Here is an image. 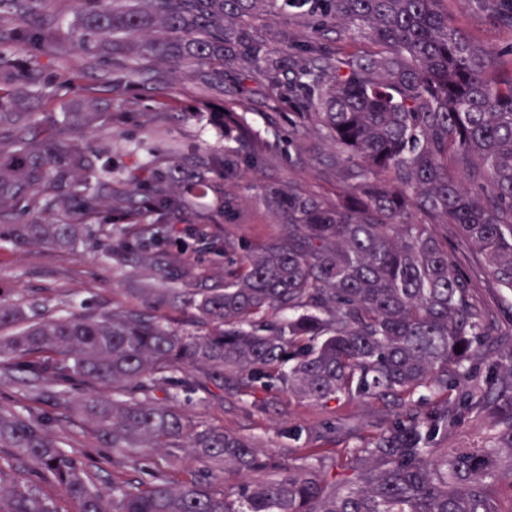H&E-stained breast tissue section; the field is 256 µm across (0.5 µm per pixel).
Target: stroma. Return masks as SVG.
Segmentation results:
<instances>
[{
	"label": "stroma",
	"instance_id": "stroma-1",
	"mask_svg": "<svg viewBox=\"0 0 512 512\" xmlns=\"http://www.w3.org/2000/svg\"><path fill=\"white\" fill-rule=\"evenodd\" d=\"M448 15L473 42L502 51V64L512 68V55L506 52L512 46V11L506 9L491 18L478 7L476 0H448ZM149 67L156 79L168 87L171 99L161 100L142 81L129 80L120 110L112 115V128L91 136L90 147L111 157L114 168L119 169L129 162L121 146L132 141L139 144L143 156L156 160L166 169L176 164L192 165L206 157L211 147L223 145L226 83L203 84L194 74L172 72L161 61L150 62ZM69 68L92 88L93 97L67 94L52 84L39 106L40 111L59 115L91 111L95 95L106 89L111 77L109 68L76 44L70 47ZM161 108L168 113L167 131L156 135L144 129L141 120L143 113ZM240 108L268 143V161L264 167L249 173L246 180L224 185L226 195L233 198L237 210L244 214V221L218 216L211 223L202 224L196 216L177 215L168 240V250L175 262L166 274L134 249L122 262L106 265L101 260V247L89 241L65 250L47 246L19 250L6 245L0 247V295L13 299L40 295L61 298L73 312L103 308L136 312L145 307L139 288L142 282L149 281L164 291L157 312L165 322L179 330L195 329L197 313L187 306V297L224 285L227 261L223 254L213 251L212 239L230 235L252 250L271 241L280 230L277 217L259 207L258 188L291 184L319 190L326 186L321 159L331 153L330 145L318 142L311 151L291 152L287 106L273 110L259 98L245 97ZM0 404L18 411L34 405L20 381L0 387ZM177 404L196 423L253 438L264 457L278 464L314 453L335 452V444L309 441L308 431L339 424L361 428L370 436L396 416L395 408L380 401L361 400L324 409L274 388L257 391L252 402L230 389L220 399L202 390L182 389ZM34 406L45 416L49 432L70 438L88 478L99 489L111 491L112 480L100 463L111 455L112 448L99 428L55 402L43 401ZM292 427L301 430L299 440L289 439L288 430Z\"/></svg>",
	"mask_w": 512,
	"mask_h": 512
}]
</instances>
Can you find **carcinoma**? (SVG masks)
I'll list each match as a JSON object with an SVG mask.
<instances>
[{
  "mask_svg": "<svg viewBox=\"0 0 512 512\" xmlns=\"http://www.w3.org/2000/svg\"><path fill=\"white\" fill-rule=\"evenodd\" d=\"M51 0H0V244L72 247L112 237L104 224H43L114 206L139 226L140 251L168 266L171 217L190 205L224 215L233 199L195 170H159L126 147L112 159L76 144L104 130L121 86L96 112L58 120L31 112L49 82L41 63L18 72L10 56L33 50L67 63ZM72 36L127 74L158 59L291 109L288 143L310 131L334 147L332 192L264 188L281 236L239 255L224 288L190 298L202 332H177L159 316L74 313L0 297V383L22 375L32 399L91 417L109 439L112 492L85 475L76 453L30 412L0 405V512H61L42 489L63 486L76 512H503L512 499V324L477 293L437 228L453 224L484 256L489 287L512 310V69L448 18L447 0H73ZM286 17L300 9L311 33L256 23L257 5ZM358 24L373 46L327 48ZM234 146L213 149L208 172L226 181L265 164L266 149L233 106ZM31 224H7L19 207ZM195 369L192 376L175 372ZM242 396L276 387L315 401H389L397 419L364 438L343 427L308 433L345 443L341 453L283 466L251 439L191 423L169 387ZM82 388L74 401L72 392ZM490 422L481 443L445 448L464 421ZM137 448L192 449L208 474L180 484L160 465L123 480ZM224 465V481L215 471ZM36 474L33 481L26 470Z\"/></svg>",
  "mask_w": 512,
  "mask_h": 512,
  "instance_id": "1",
  "label": "carcinoma"
}]
</instances>
